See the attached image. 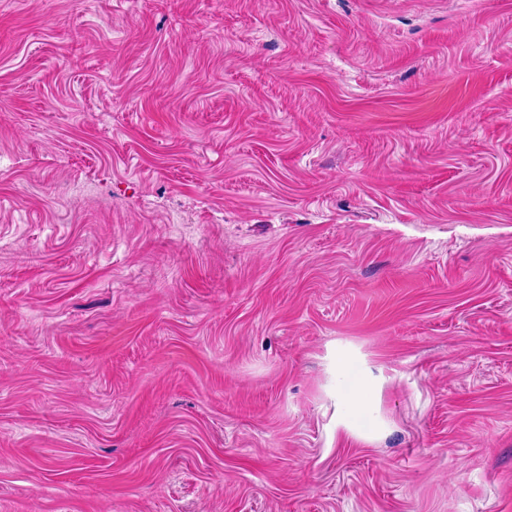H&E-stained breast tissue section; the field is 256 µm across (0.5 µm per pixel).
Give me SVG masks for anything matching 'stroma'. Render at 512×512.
<instances>
[{
  "instance_id": "obj_1",
  "label": "stroma",
  "mask_w": 512,
  "mask_h": 512,
  "mask_svg": "<svg viewBox=\"0 0 512 512\" xmlns=\"http://www.w3.org/2000/svg\"><path fill=\"white\" fill-rule=\"evenodd\" d=\"M0 512H512V0H0ZM377 377L371 371L362 373L358 380L357 388L351 396H345L340 399L341 405H348L359 409H364L366 402L364 394L375 387Z\"/></svg>"
}]
</instances>
